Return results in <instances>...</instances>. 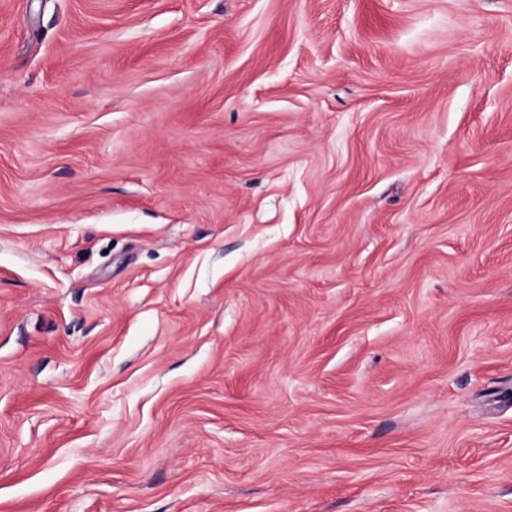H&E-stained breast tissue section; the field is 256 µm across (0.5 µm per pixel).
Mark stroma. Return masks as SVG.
<instances>
[{
  "mask_svg": "<svg viewBox=\"0 0 512 512\" xmlns=\"http://www.w3.org/2000/svg\"><path fill=\"white\" fill-rule=\"evenodd\" d=\"M0 512H512V0H0Z\"/></svg>",
  "mask_w": 512,
  "mask_h": 512,
  "instance_id": "1",
  "label": "stroma"
}]
</instances>
